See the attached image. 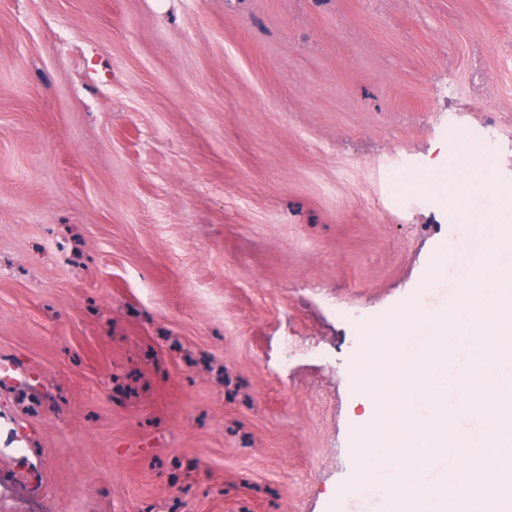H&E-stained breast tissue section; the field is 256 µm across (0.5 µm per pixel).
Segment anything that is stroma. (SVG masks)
Returning <instances> with one entry per match:
<instances>
[{
  "label": "stroma",
  "mask_w": 512,
  "mask_h": 512,
  "mask_svg": "<svg viewBox=\"0 0 512 512\" xmlns=\"http://www.w3.org/2000/svg\"><path fill=\"white\" fill-rule=\"evenodd\" d=\"M491 117L512 0H0V512H331Z\"/></svg>",
  "instance_id": "35a3bbf8"
}]
</instances>
